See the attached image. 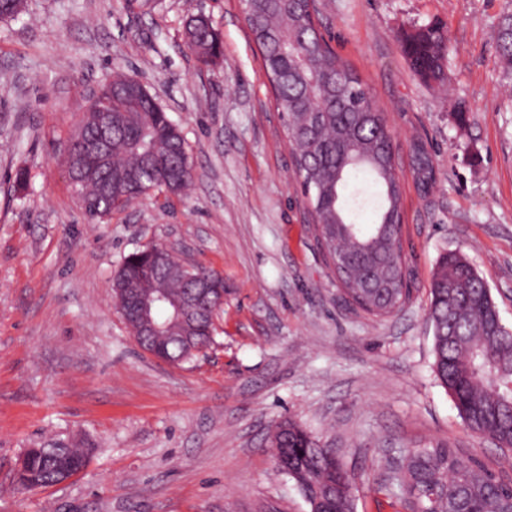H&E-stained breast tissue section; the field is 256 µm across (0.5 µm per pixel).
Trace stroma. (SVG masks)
Instances as JSON below:
<instances>
[{
  "label": "stroma",
  "mask_w": 512,
  "mask_h": 512,
  "mask_svg": "<svg viewBox=\"0 0 512 512\" xmlns=\"http://www.w3.org/2000/svg\"><path fill=\"white\" fill-rule=\"evenodd\" d=\"M317 8L398 146L411 299L385 320L346 303L323 261L239 0H28L0 21V512H309L268 449L285 418L335 452L356 512H410L391 480L410 448L512 475V451L471 432L436 379L426 321L435 264L457 250L512 327V77L496 51L512 0ZM198 13L220 35L211 66L183 47ZM437 20L454 50L447 82L428 85L399 36ZM117 72L181 130L193 179L90 223L62 158ZM152 243L224 277L215 342L180 365L143 352L114 305L113 274ZM54 441L90 444L86 469L16 489L22 455ZM414 155V175L416 180L422 185L434 181L435 173L425 145L422 143L415 144Z\"/></svg>",
  "instance_id": "stroma-1"
}]
</instances>
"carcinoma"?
Wrapping results in <instances>:
<instances>
[{"mask_svg":"<svg viewBox=\"0 0 512 512\" xmlns=\"http://www.w3.org/2000/svg\"><path fill=\"white\" fill-rule=\"evenodd\" d=\"M25 0H0V20L16 19ZM249 23L265 48L264 69L276 90L277 110L295 147L294 163L324 260L338 279L345 300L363 312L384 318L401 311L411 288L405 254L394 248L401 230L402 180L396 146L383 112L369 107L368 88L324 37L317 35L311 0H250ZM401 52L411 71L428 83L447 81L451 52L448 28L425 24L401 37ZM187 50L210 64L221 58L211 22L193 19L185 29ZM498 52L512 68V16L498 25ZM101 119L112 121V165L92 168L76 184L77 196L93 219L107 218L149 191L177 194L192 179L184 138L153 97L141 99L133 112L121 98L112 112H88L82 120L91 136ZM416 180H435L424 144L414 145ZM150 255L126 256L112 277L118 299L165 290L183 291L186 277L209 273L216 284L212 298L224 293V279L214 271L186 265L173 254L161 274L146 279ZM221 306L194 321L182 348L168 354L189 362L214 340ZM433 333L434 371L452 396L466 426L497 445H512V329L502 323L483 277L458 251L443 253L430 284L427 314ZM275 458L283 455L301 467L288 472L302 494L336 487L332 509L354 512V499L342 482L345 470L329 448L297 421L281 420L271 435ZM91 448L45 446L28 460L21 487L32 479L52 485L65 466L78 470ZM396 484L415 500L417 512H509L512 486L484 466L468 462L454 448H413L393 466Z\"/></svg>","mask_w":512,"mask_h":512,"instance_id":"carcinoma-1","label":"carcinoma"}]
</instances>
